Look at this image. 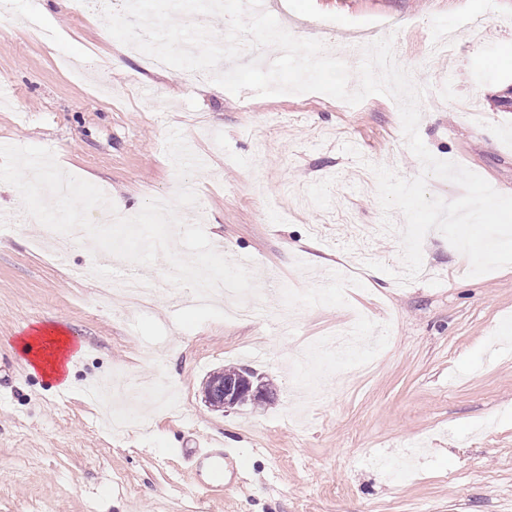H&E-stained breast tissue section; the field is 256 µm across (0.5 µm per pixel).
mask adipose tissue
<instances>
[{
  "mask_svg": "<svg viewBox=\"0 0 512 512\" xmlns=\"http://www.w3.org/2000/svg\"><path fill=\"white\" fill-rule=\"evenodd\" d=\"M18 344L30 369L39 370L50 379L68 380L72 340L63 328L49 324L33 327L19 338Z\"/></svg>",
  "mask_w": 512,
  "mask_h": 512,
  "instance_id": "obj_1",
  "label": "adipose tissue"
}]
</instances>
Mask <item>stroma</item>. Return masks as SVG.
<instances>
[{"label":"stroma","instance_id":"1","mask_svg":"<svg viewBox=\"0 0 512 512\" xmlns=\"http://www.w3.org/2000/svg\"><path fill=\"white\" fill-rule=\"evenodd\" d=\"M59 5L11 0L0 21V145L53 150L70 174L122 202L170 200L178 181L164 151L183 132L203 161L190 185L214 248L248 259L264 302L250 320L174 322L159 294L150 312L108 305L87 244L52 257L35 250L37 227H0V512H512V266L469 276L444 236L423 241L424 276L406 284L399 241H358L382 221L366 163L413 178L396 102L372 95L352 106L324 94L234 95L206 81L185 86L177 69L152 72L151 98L136 82L144 54L124 52L98 12L101 0ZM480 31L461 38L453 61L433 53L463 17ZM289 32L326 22L338 54L357 69L374 33L394 38L397 61L428 95L451 85L474 102L424 108L420 136L512 195V110L493 97L512 86V0H288ZM54 32L30 39L28 24ZM359 147L363 160L344 152ZM366 246L386 264L347 275ZM391 334L379 349L339 355L332 334L355 311ZM50 321L72 338L66 385L30 371L18 347L26 327ZM248 366L275 398L224 412L203 386L215 371ZM164 378L176 412L142 400L144 424L109 434L105 411L85 395L101 381ZM234 444L249 460L239 487L219 496L192 475L174 478L182 452L205 440Z\"/></svg>","mask_w":512,"mask_h":512}]
</instances>
